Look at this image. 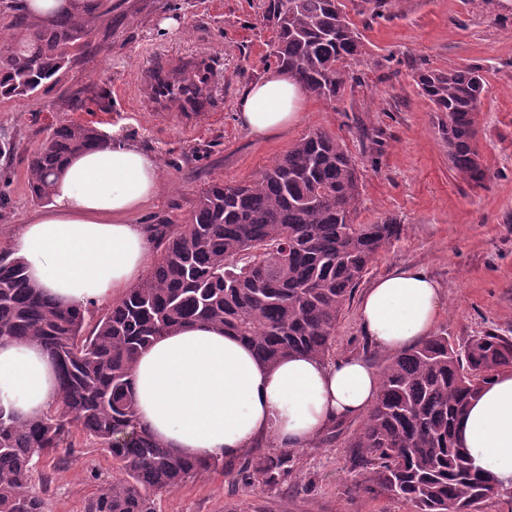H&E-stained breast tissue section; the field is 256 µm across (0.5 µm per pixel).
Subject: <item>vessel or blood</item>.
<instances>
[{
  "mask_svg": "<svg viewBox=\"0 0 512 512\" xmlns=\"http://www.w3.org/2000/svg\"><path fill=\"white\" fill-rule=\"evenodd\" d=\"M214 69L205 56L172 65L151 64L137 75V95L145 111L178 113L183 129H192L201 113L211 111Z\"/></svg>",
  "mask_w": 512,
  "mask_h": 512,
  "instance_id": "1",
  "label": "vessel or blood"
}]
</instances>
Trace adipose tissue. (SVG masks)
I'll list each match as a JSON object with an SVG mask.
<instances>
[{
    "label": "adipose tissue",
    "instance_id": "ef3b65f1",
    "mask_svg": "<svg viewBox=\"0 0 512 512\" xmlns=\"http://www.w3.org/2000/svg\"><path fill=\"white\" fill-rule=\"evenodd\" d=\"M304 102L287 71L273 70L245 88L237 119L252 136L267 138L296 126ZM158 182L156 158L113 133L107 144L68 160L48 211L21 225L11 251L62 304H111L146 269L150 237L132 218L154 198ZM441 299L428 273L398 269L363 293L362 331L384 348H406L433 335ZM132 389L142 426L169 452L232 458L264 439L287 450L305 447L332 424L367 411L379 375L358 358L330 362L302 353L270 367L237 336L194 324L142 351ZM58 398L43 348L0 344L1 406L35 417ZM458 437L476 471L512 490V372L499 373L472 400Z\"/></svg>",
    "mask_w": 512,
    "mask_h": 512
}]
</instances>
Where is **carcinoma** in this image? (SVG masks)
I'll use <instances>...</instances> for the list:
<instances>
[{
    "label": "carcinoma",
    "mask_w": 512,
    "mask_h": 512,
    "mask_svg": "<svg viewBox=\"0 0 512 512\" xmlns=\"http://www.w3.org/2000/svg\"><path fill=\"white\" fill-rule=\"evenodd\" d=\"M3 8L20 39L0 48V96L29 98L57 82L87 45L95 10L59 13L45 24L16 4ZM263 19L276 30L277 65L296 83L326 100L344 91V63L363 44L342 0H269ZM417 85L447 118L441 133L454 168L482 180L476 137L488 88L481 70H427ZM103 144L92 126L57 125L28 161L31 197L50 201L67 160ZM358 197L348 151L325 132L309 133L251 182L210 185L187 223L156 225L159 253L147 274L89 330L86 307L52 300L22 260L0 255V342L40 345L60 387L57 404L37 418L0 407V512H46L33 486L34 459L77 444L107 449L121 471L98 486L84 512H156L154 494L217 467V458L170 453L140 427L131 385L140 352L183 326L208 323L268 365L292 353L328 358L346 301L399 234L389 218L353 223ZM506 368L512 338L491 333L460 348L433 335L386 364L353 443L366 473L358 487L378 488L412 512H480L498 489L472 468L456 429L470 400ZM283 465L263 456L246 468L267 483Z\"/></svg>",
    "instance_id": "cac0c4a2"
}]
</instances>
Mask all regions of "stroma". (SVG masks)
<instances>
[{
  "instance_id": "obj_1",
  "label": "stroma",
  "mask_w": 512,
  "mask_h": 512,
  "mask_svg": "<svg viewBox=\"0 0 512 512\" xmlns=\"http://www.w3.org/2000/svg\"><path fill=\"white\" fill-rule=\"evenodd\" d=\"M269 0H103L105 14L58 85L24 100L0 98V249L44 211L27 184V161L64 121L120 128L159 161L157 196L135 219L146 226L184 224L196 197L216 182L253 179L301 137L335 136L359 174L358 224L390 218L400 235L381 251L354 288L330 354L363 358L381 370L394 354L363 335L362 293L400 266L424 268L443 289L437 333L454 344L490 331L512 337V0H343L361 34V56L347 66L341 96L307 95L294 128L253 138L236 118L242 90L276 69L274 31L262 15ZM176 19L163 28L165 19ZM209 54L217 68L214 110L198 127L143 112L134 85L140 68ZM461 65L480 67L488 92L478 114L484 180L463 177L448 159L438 119L416 75ZM355 418L289 450L274 482L246 484L249 457L279 455L264 441L224 459L176 490L158 493L157 512H411L386 493L353 487ZM52 478L48 512H84L103 482L119 476L101 448H61L39 460Z\"/></svg>"
}]
</instances>
